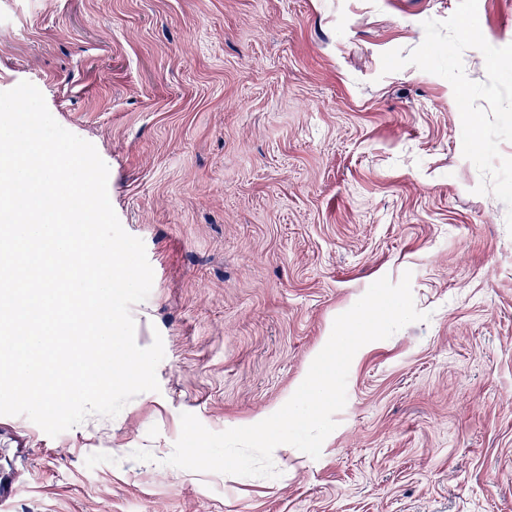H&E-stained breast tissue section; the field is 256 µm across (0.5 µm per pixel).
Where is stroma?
Masks as SVG:
<instances>
[{"label":"stroma","instance_id":"1","mask_svg":"<svg viewBox=\"0 0 512 512\" xmlns=\"http://www.w3.org/2000/svg\"><path fill=\"white\" fill-rule=\"evenodd\" d=\"M459 0H0V87L23 79L109 167L152 289L159 389L49 437L0 416L9 512H512V231L462 151L451 84L414 66ZM495 47L512 0H478ZM411 272L429 313L355 354L319 458L278 477L167 465L279 410L335 318Z\"/></svg>","mask_w":512,"mask_h":512}]
</instances>
